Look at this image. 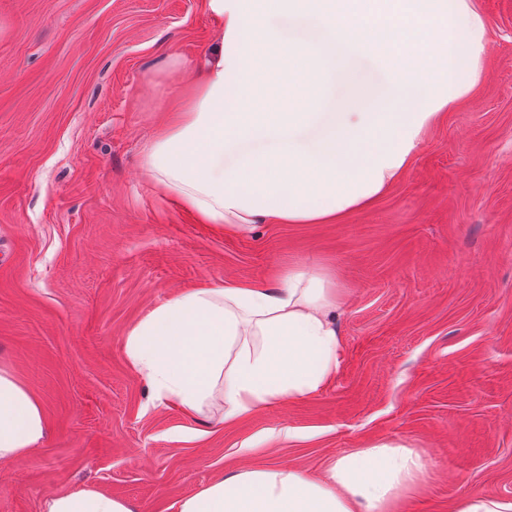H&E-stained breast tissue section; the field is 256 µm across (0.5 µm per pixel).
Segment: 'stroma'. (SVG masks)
<instances>
[{
    "label": "stroma",
    "instance_id": "35a3bbf8",
    "mask_svg": "<svg viewBox=\"0 0 512 512\" xmlns=\"http://www.w3.org/2000/svg\"><path fill=\"white\" fill-rule=\"evenodd\" d=\"M475 5L480 79L381 197L335 224L235 234L143 170L216 45L204 0H0V366L48 428L0 466V512L81 489L172 512L239 469L320 476L383 440L424 463L401 512L512 498V0ZM290 265L345 290L329 385L233 423L153 408L129 328L185 289L272 282ZM278 426L296 438L263 440Z\"/></svg>",
    "mask_w": 512,
    "mask_h": 512
}]
</instances>
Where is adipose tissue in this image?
Wrapping results in <instances>:
<instances>
[{
  "label": "adipose tissue",
  "mask_w": 512,
  "mask_h": 512,
  "mask_svg": "<svg viewBox=\"0 0 512 512\" xmlns=\"http://www.w3.org/2000/svg\"><path fill=\"white\" fill-rule=\"evenodd\" d=\"M219 46L144 157L164 195L200 223L333 224L376 199L423 135L476 86L488 26L472 0H206ZM342 290L306 266L275 283L203 284L128 331L132 367L157 406L221 421L313 397L340 364ZM39 401L0 368V464L37 449ZM420 455L382 441L331 463L245 469L180 500L175 512H399ZM44 512H133L111 494H59Z\"/></svg>",
  "instance_id": "1"
}]
</instances>
